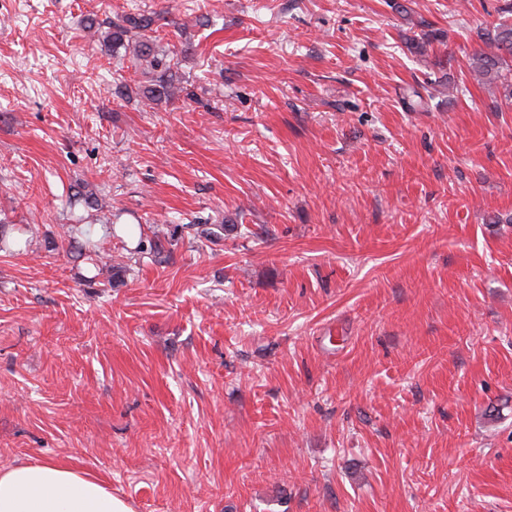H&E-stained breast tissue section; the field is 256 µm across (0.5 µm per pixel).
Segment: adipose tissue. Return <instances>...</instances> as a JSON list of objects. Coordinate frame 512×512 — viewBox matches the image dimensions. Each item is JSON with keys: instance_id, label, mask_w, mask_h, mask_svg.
Instances as JSON below:
<instances>
[{"instance_id": "1", "label": "adipose tissue", "mask_w": 512, "mask_h": 512, "mask_svg": "<svg viewBox=\"0 0 512 512\" xmlns=\"http://www.w3.org/2000/svg\"><path fill=\"white\" fill-rule=\"evenodd\" d=\"M0 512H132L96 479L56 462L0 472Z\"/></svg>"}]
</instances>
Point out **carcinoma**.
Instances as JSON below:
<instances>
[{
	"label": "carcinoma",
	"instance_id": "carcinoma-1",
	"mask_svg": "<svg viewBox=\"0 0 512 512\" xmlns=\"http://www.w3.org/2000/svg\"><path fill=\"white\" fill-rule=\"evenodd\" d=\"M500 19L491 29L480 34L484 49L472 55L469 72L474 80L482 84H501L512 93V3L500 8ZM158 17L149 14H117L107 28H102L95 19L86 22L85 29L92 37H98L103 45L113 53L124 50V55L132 57L135 71L145 79L141 89L142 98L150 103H172L181 98L184 92L181 81L173 72L171 62L161 53L153 32ZM78 225L72 224L61 242L68 243V249L90 258L93 269L102 274L107 262L101 252L89 240L76 237ZM173 233L169 229L153 231L151 248L160 255L165 245L172 242Z\"/></svg>",
	"mask_w": 512,
	"mask_h": 512
}]
</instances>
